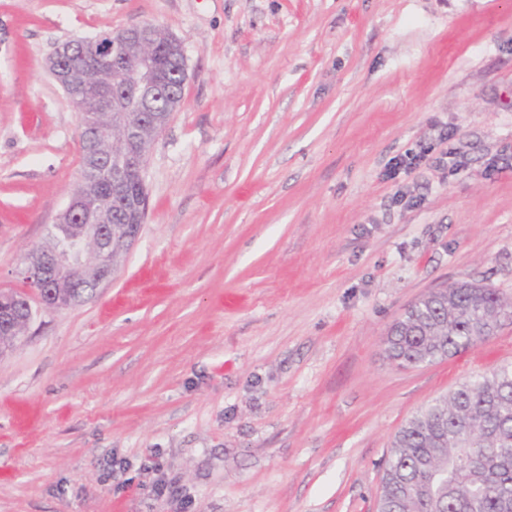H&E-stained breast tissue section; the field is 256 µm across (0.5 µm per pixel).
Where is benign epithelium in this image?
Listing matches in <instances>:
<instances>
[{
    "label": "benign epithelium",
    "instance_id": "1",
    "mask_svg": "<svg viewBox=\"0 0 512 512\" xmlns=\"http://www.w3.org/2000/svg\"><path fill=\"white\" fill-rule=\"evenodd\" d=\"M151 27L142 25L107 31L83 39L82 56L91 64L112 66V112L116 123L97 126L89 144V167L102 166L97 142L108 139L118 129L123 146L112 153L107 169L112 173V189L127 183L134 186L132 224L112 223V193L100 180L80 177L69 202L59 216L68 226L65 235L50 234L52 243L31 249L21 274L27 283L24 306L11 295L0 293V354L10 349L18 338L20 326L29 327L34 319L32 300L48 309L67 308L93 296V291L112 280L116 269L113 259L127 252L137 241L149 204L145 167L154 141L143 136L146 127L159 134L165 123L159 118L129 112L141 108V102L155 96L167 83V71L155 52L146 44ZM76 44L64 41L47 56V72L62 87L71 90L84 81V69L65 64Z\"/></svg>",
    "mask_w": 512,
    "mask_h": 512
}]
</instances>
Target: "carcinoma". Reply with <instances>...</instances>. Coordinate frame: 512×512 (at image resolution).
Instances as JSON below:
<instances>
[{"instance_id":"1","label":"carcinoma","mask_w":512,"mask_h":512,"mask_svg":"<svg viewBox=\"0 0 512 512\" xmlns=\"http://www.w3.org/2000/svg\"><path fill=\"white\" fill-rule=\"evenodd\" d=\"M181 71L173 58L170 94L150 102V111L182 98ZM110 88V71L92 69L68 100L108 125L112 111L101 98ZM506 316L512 303L492 288L470 282L437 288L392 323L385 353L401 367L440 362L476 345L479 331H495ZM378 512H512V366L466 380L401 427L385 461Z\"/></svg>"}]
</instances>
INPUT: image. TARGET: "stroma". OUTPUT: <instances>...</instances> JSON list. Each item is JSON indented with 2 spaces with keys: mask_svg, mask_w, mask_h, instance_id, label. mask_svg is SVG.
Instances as JSON below:
<instances>
[{
  "mask_svg": "<svg viewBox=\"0 0 512 512\" xmlns=\"http://www.w3.org/2000/svg\"><path fill=\"white\" fill-rule=\"evenodd\" d=\"M143 24L182 103L111 282L0 356V512H376L406 421L512 364V319L384 351L432 289L512 302V0H0V291L80 173L45 58Z\"/></svg>",
  "mask_w": 512,
  "mask_h": 512,
  "instance_id": "1",
  "label": "stroma"
}]
</instances>
